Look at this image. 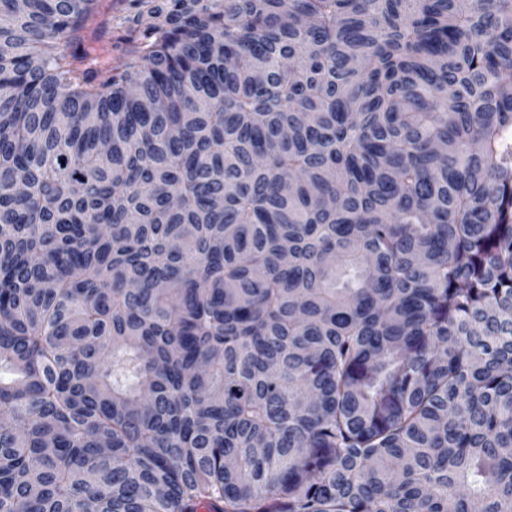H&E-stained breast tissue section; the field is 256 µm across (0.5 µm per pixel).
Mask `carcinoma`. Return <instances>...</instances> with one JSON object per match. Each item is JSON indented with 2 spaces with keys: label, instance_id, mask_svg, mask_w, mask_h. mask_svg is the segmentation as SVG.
<instances>
[{
  "label": "carcinoma",
  "instance_id": "obj_1",
  "mask_svg": "<svg viewBox=\"0 0 512 512\" xmlns=\"http://www.w3.org/2000/svg\"><path fill=\"white\" fill-rule=\"evenodd\" d=\"M99 2L0 0V512H512V0Z\"/></svg>",
  "mask_w": 512,
  "mask_h": 512
}]
</instances>
